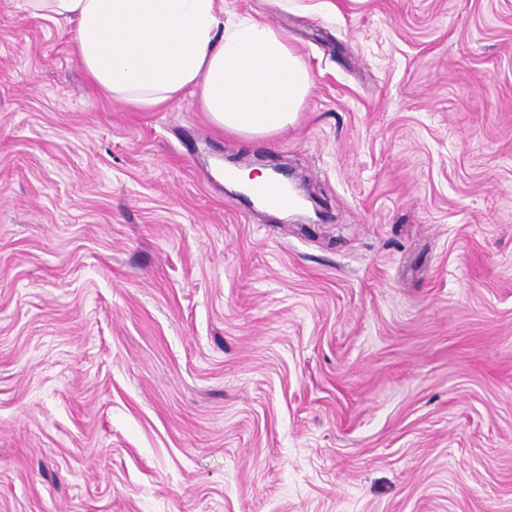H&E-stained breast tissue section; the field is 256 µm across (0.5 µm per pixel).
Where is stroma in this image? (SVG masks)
I'll return each mask as SVG.
<instances>
[{
	"label": "stroma",
	"instance_id": "stroma-1",
	"mask_svg": "<svg viewBox=\"0 0 512 512\" xmlns=\"http://www.w3.org/2000/svg\"><path fill=\"white\" fill-rule=\"evenodd\" d=\"M224 12L310 70L286 130L109 98L0 0V512H512V0ZM254 192L261 203L272 210L290 211L297 205L286 184L277 178L269 179Z\"/></svg>",
	"mask_w": 512,
	"mask_h": 512
}]
</instances>
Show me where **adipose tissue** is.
<instances>
[{
    "label": "adipose tissue",
    "instance_id": "1",
    "mask_svg": "<svg viewBox=\"0 0 512 512\" xmlns=\"http://www.w3.org/2000/svg\"><path fill=\"white\" fill-rule=\"evenodd\" d=\"M32 16L75 24L73 47L105 92L155 106L195 88L213 123L265 135L292 124L312 76L286 36L223 0H24Z\"/></svg>",
    "mask_w": 512,
    "mask_h": 512
}]
</instances>
